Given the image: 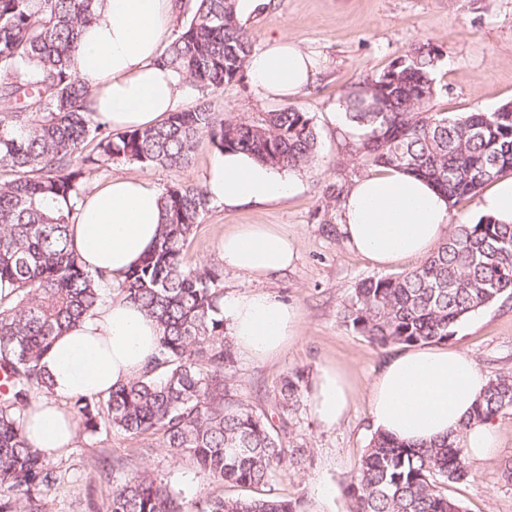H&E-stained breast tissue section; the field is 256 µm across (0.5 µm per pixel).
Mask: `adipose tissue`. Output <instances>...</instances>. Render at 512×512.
I'll list each match as a JSON object with an SVG mask.
<instances>
[{"instance_id":"ef3b65f1","label":"adipose tissue","mask_w":512,"mask_h":512,"mask_svg":"<svg viewBox=\"0 0 512 512\" xmlns=\"http://www.w3.org/2000/svg\"><path fill=\"white\" fill-rule=\"evenodd\" d=\"M173 0H102L83 28L71 67L89 90V108L117 130L158 124L178 111L185 80L159 57L173 18ZM319 62L288 38L269 39L254 53L247 74L259 92L290 99L309 86ZM211 199L234 207L291 195L295 181L243 154H223L206 181ZM161 193L147 177L120 176L94 186L78 206L72 247L91 273L120 277L156 244ZM448 203L422 178L384 167L355 180L343 211L342 232L353 250L392 268L426 258L448 231ZM220 262L253 277L288 270L295 239L274 224H238L218 246ZM224 318L236 351L256 361L279 355L301 333L299 311L264 292L225 299ZM160 328L136 303L113 291L76 328L59 336L44 360L54 399L40 403L25 423L32 447L55 452L75 445L77 429L62 404L76 395L104 394L139 376L159 349ZM488 384L476 361L456 349L404 346L385 358L366 405L380 433L411 445L437 443L466 418ZM325 428L350 411L354 389L336 365L319 370L309 392Z\"/></svg>"}]
</instances>
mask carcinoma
<instances>
[{"label":"carcinoma","instance_id":"obj_1","mask_svg":"<svg viewBox=\"0 0 512 512\" xmlns=\"http://www.w3.org/2000/svg\"><path fill=\"white\" fill-rule=\"evenodd\" d=\"M99 0H0V512H44L62 475L29 446L24 423L36 395L54 397L42 365L67 329L93 314L111 278L85 270L70 226L88 176L115 160L185 167L203 140L219 153H245L277 169L312 167L318 134L310 113L292 105L220 118L206 97L246 76L255 51L237 0H195L192 16L164 48L197 105L153 127L118 131L88 108L70 69L81 28ZM444 50L421 41L390 66L340 95L357 136L355 160L427 179L453 206L512 172V103L492 111L435 112L434 73ZM90 151H85L87 146ZM210 198L205 185L162 192L163 221L153 251L119 283L155 318L160 346L142 375L106 394L66 400L78 427L129 437L159 436L174 457L188 456L206 477L239 487L272 483L286 456L285 415L307 390L304 372L288 373L275 394L279 424L229 390L235 363L224 332V280L186 251ZM512 298V224L490 216L453 226L417 267L359 281L342 322L379 348L439 343L472 313ZM512 412V375L489 380L456 438L410 447L376 433L347 483L352 512H466L448 486L469 476L461 437L472 425ZM105 512H182L150 470L132 472L107 497ZM200 512H303L302 500L208 498Z\"/></svg>","mask_w":512,"mask_h":512}]
</instances>
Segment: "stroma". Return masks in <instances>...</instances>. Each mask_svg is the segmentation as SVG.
Here are the masks:
<instances>
[{
	"instance_id": "stroma-1",
	"label": "stroma",
	"mask_w": 512,
	"mask_h": 512,
	"mask_svg": "<svg viewBox=\"0 0 512 512\" xmlns=\"http://www.w3.org/2000/svg\"><path fill=\"white\" fill-rule=\"evenodd\" d=\"M256 49L267 39L285 35L316 53L320 69L305 92L292 103L310 112L319 139L312 168L296 173L295 193L284 200L227 208L211 202L186 255L192 264L218 263V244L237 224H274L297 239L298 258L287 272L254 278L224 270V294L266 292L296 306L302 338L270 361L237 357L228 384L259 413L271 412L274 392L288 373L308 375L328 364L340 366L355 389L347 418L326 429L315 419L308 400L290 411L285 448L303 447V462L285 459L270 486L259 489L212 482L192 459L178 458L157 436L136 440L118 433H81L75 447L48 454L50 468L63 475L46 495V512H96L119 480L112 462L123 459L127 471L146 467L177 495L183 512H198L206 498H251L272 495L316 503L317 487L328 485L331 497L321 512H351L345 492L349 475L367 448L373 431L367 420L366 391L386 355L341 321V311L355 285L382 270L353 251L342 231L344 196L369 167L352 157V131L336 117L339 97L367 75L382 71L411 45L431 41L445 55L436 72L434 111L463 113L480 106L492 110L512 101V0H271L270 5L242 16ZM216 115L247 116L281 107L279 99L260 95L250 81L235 82L210 94ZM217 152L202 143L189 166L146 167L115 161L92 175L103 182L121 175L148 177L158 186L205 183ZM336 188L326 201L327 188ZM448 347L473 357L488 378L512 373V299L470 315L454 327ZM494 424L498 448L492 459L470 460L466 481L449 487L467 512H512V480L502 474L512 461V415Z\"/></svg>"
}]
</instances>
